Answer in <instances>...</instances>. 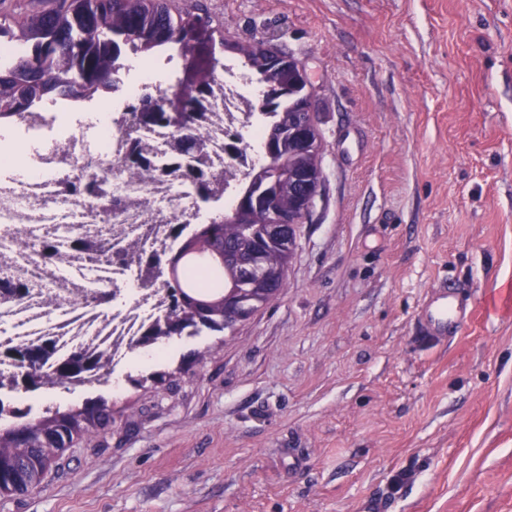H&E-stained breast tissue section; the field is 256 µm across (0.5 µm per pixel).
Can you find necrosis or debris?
Returning a JSON list of instances; mask_svg holds the SVG:
<instances>
[{
	"label": "necrosis or debris",
	"instance_id": "4bbe7bcc",
	"mask_svg": "<svg viewBox=\"0 0 512 512\" xmlns=\"http://www.w3.org/2000/svg\"><path fill=\"white\" fill-rule=\"evenodd\" d=\"M114 74L111 98L57 99L0 121V349L51 342L128 363L149 323L174 305L162 259L194 225L231 205L258 165L259 103L217 64L183 176L171 129L140 130L145 97L177 91L147 60ZM26 174L13 176L17 163Z\"/></svg>",
	"mask_w": 512,
	"mask_h": 512
}]
</instances>
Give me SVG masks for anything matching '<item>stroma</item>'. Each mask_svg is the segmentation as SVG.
<instances>
[{
    "instance_id": "35a3bbf8",
    "label": "stroma",
    "mask_w": 512,
    "mask_h": 512,
    "mask_svg": "<svg viewBox=\"0 0 512 512\" xmlns=\"http://www.w3.org/2000/svg\"><path fill=\"white\" fill-rule=\"evenodd\" d=\"M220 42L307 68L325 179L285 287L220 333L173 339L164 385L105 381L113 423L0 512H512V0H170ZM490 305L423 339L444 281Z\"/></svg>"
}]
</instances>
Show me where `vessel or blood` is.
Listing matches in <instances>:
<instances>
[{
  "mask_svg": "<svg viewBox=\"0 0 512 512\" xmlns=\"http://www.w3.org/2000/svg\"><path fill=\"white\" fill-rule=\"evenodd\" d=\"M474 307V297L462 293L455 285H441L420 307L421 330L431 338L456 336L470 322Z\"/></svg>",
  "mask_w": 512,
  "mask_h": 512,
  "instance_id": "b4317fda",
  "label": "vessel or blood"
}]
</instances>
